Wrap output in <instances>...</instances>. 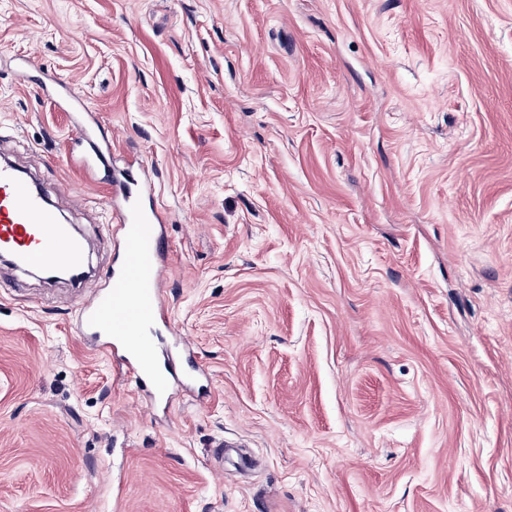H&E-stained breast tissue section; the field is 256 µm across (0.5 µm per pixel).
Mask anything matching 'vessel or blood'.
Here are the masks:
<instances>
[{"label":"vessel or blood","mask_w":512,"mask_h":512,"mask_svg":"<svg viewBox=\"0 0 512 512\" xmlns=\"http://www.w3.org/2000/svg\"><path fill=\"white\" fill-rule=\"evenodd\" d=\"M74 130L71 146L78 166L93 178L100 170L109 172V209L121 231L108 284L82 304L78 327L96 338L97 352L119 360L153 399L167 398L175 383H194L202 371L177 373L192 348L163 312L164 217L154 207L148 181L135 179L128 169H111L110 154L92 128L79 121ZM0 253L22 271L77 274L86 265L84 237L61 223L45 196L8 164L0 165ZM163 332L175 336L176 343L161 355L154 338Z\"/></svg>","instance_id":"b4317fda"}]
</instances>
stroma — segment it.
Instances as JSON below:
<instances>
[{
  "mask_svg": "<svg viewBox=\"0 0 512 512\" xmlns=\"http://www.w3.org/2000/svg\"><path fill=\"white\" fill-rule=\"evenodd\" d=\"M79 117L155 185L201 391L0 262V512H512V0H0V155L92 293Z\"/></svg>",
  "mask_w": 512,
  "mask_h": 512,
  "instance_id": "obj_1",
  "label": "stroma"
}]
</instances>
